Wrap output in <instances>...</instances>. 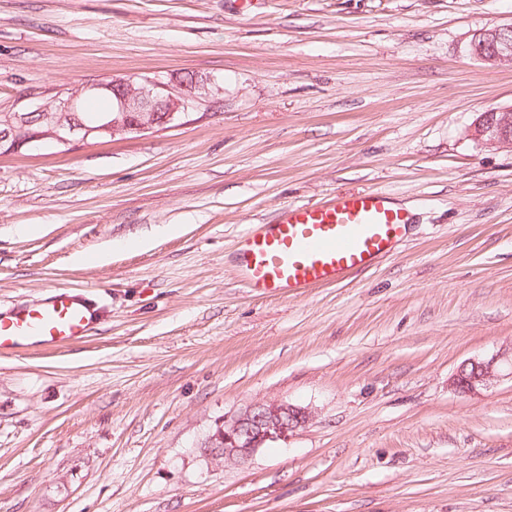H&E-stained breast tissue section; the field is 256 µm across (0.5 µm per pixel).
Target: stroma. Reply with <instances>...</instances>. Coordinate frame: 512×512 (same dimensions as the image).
Returning a JSON list of instances; mask_svg holds the SVG:
<instances>
[{"mask_svg": "<svg viewBox=\"0 0 512 512\" xmlns=\"http://www.w3.org/2000/svg\"><path fill=\"white\" fill-rule=\"evenodd\" d=\"M512 0H0V112L109 76L206 80L194 114L0 153V303L88 287L109 312L0 355V512H512V106L468 46ZM362 189L411 216L371 271L284 298L237 281L251 225ZM311 421L208 455L256 403ZM468 136L488 148H512V106L481 113ZM512 377V343L489 359H469L457 370L451 386L464 393H475L490 385L504 370Z\"/></svg>", "mask_w": 512, "mask_h": 512, "instance_id": "obj_1", "label": "stroma"}]
</instances>
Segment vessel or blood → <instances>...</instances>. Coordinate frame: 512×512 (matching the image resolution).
I'll use <instances>...</instances> for the list:
<instances>
[{
    "label": "vessel or blood",
    "instance_id": "vessel-or-blood-1",
    "mask_svg": "<svg viewBox=\"0 0 512 512\" xmlns=\"http://www.w3.org/2000/svg\"><path fill=\"white\" fill-rule=\"evenodd\" d=\"M410 216L379 190L289 205L253 225L234 252L238 280L255 295L293 297L336 284L390 256ZM102 313L85 290L56 288L30 304H0V354L56 350L87 336Z\"/></svg>",
    "mask_w": 512,
    "mask_h": 512
}]
</instances>
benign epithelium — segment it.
Here are the masks:
<instances>
[{"label": "benign epithelium", "mask_w": 512, "mask_h": 512, "mask_svg": "<svg viewBox=\"0 0 512 512\" xmlns=\"http://www.w3.org/2000/svg\"><path fill=\"white\" fill-rule=\"evenodd\" d=\"M470 56L489 67L512 62V22L473 35ZM112 96V111L93 119L79 116L82 100L91 95ZM211 96L208 82L192 80L171 85L138 76L109 77L93 84L68 88L29 112L0 116V149L76 141L113 139L162 127L189 116V110ZM471 139L488 148H512V106L483 112L468 131ZM512 376V343L489 359H470L457 370L451 386L475 393L490 385L503 371ZM312 413L288 403L254 404L224 421L214 435L209 454L236 465L246 464L266 443L287 437L306 425Z\"/></svg>", "instance_id": "obj_1"}]
</instances>
